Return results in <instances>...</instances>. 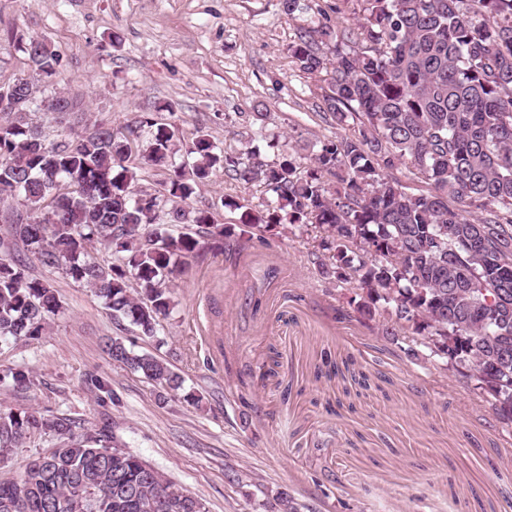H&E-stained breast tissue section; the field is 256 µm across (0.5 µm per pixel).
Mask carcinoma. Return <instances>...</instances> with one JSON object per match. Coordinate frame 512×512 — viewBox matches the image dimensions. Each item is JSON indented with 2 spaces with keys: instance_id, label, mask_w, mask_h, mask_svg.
Masks as SVG:
<instances>
[{
  "instance_id": "obj_1",
  "label": "carcinoma",
  "mask_w": 512,
  "mask_h": 512,
  "mask_svg": "<svg viewBox=\"0 0 512 512\" xmlns=\"http://www.w3.org/2000/svg\"><path fill=\"white\" fill-rule=\"evenodd\" d=\"M360 2L362 49L349 46L351 32L327 24L289 45L300 70L329 72L324 103L336 124L357 126L354 137L322 144L305 170L290 154L272 164L251 147L222 155L204 131L178 162L176 126L145 118L129 133L146 134L147 160L173 172L148 193L127 165L129 140L111 128L71 129L49 141L28 113L0 105V191L32 211L51 198L43 216L13 221L0 247L12 253L21 245L65 266L113 318L153 338L174 306L172 275L207 241L314 225L333 259L325 273L353 285L354 311L382 318V334L394 339L397 327L411 324L419 345L473 380L511 424L512 0ZM23 51L41 80H55L60 59L46 42L31 39ZM218 165L233 180L263 183L271 199L238 224L218 223L209 206L185 209ZM399 165L428 190L409 192L385 174ZM169 223L187 230L174 234ZM95 243L118 263L88 261ZM60 309L50 283L23 260L0 257L1 341L39 335ZM106 349L163 391L183 389L164 361L118 339ZM44 431L62 446L18 480L0 482V507L73 512L81 485L94 503L87 512H145L157 497L168 502L165 512H205L138 455L101 433L77 434L62 418L0 412V454Z\"/></svg>"
}]
</instances>
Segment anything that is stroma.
<instances>
[{"label": "stroma", "mask_w": 512, "mask_h": 512, "mask_svg": "<svg viewBox=\"0 0 512 512\" xmlns=\"http://www.w3.org/2000/svg\"><path fill=\"white\" fill-rule=\"evenodd\" d=\"M359 11V0H300L291 14L282 0H0V85L32 77L21 43L41 39L61 66L40 97L59 90L78 103L50 133L96 122L123 135L156 117L184 142L202 129L226 152L251 140L265 161L290 149L305 166L354 127L326 115L325 74L301 71L288 47L323 23L353 27ZM164 102L172 112H158ZM267 196L219 170L192 204L233 224L241 213L223 200L254 209ZM318 242L310 226L209 242L174 276L176 307L154 338L114 320L64 267L29 258L62 309L40 336L0 342V370L29 376L0 386V410L105 432L207 512H274L279 491L301 512H512V426L473 382L352 316L350 286L322 275L330 257ZM112 338L163 359L183 391L160 393L113 362ZM327 356L367 386L318 376ZM57 442L24 438L0 456V481Z\"/></svg>", "instance_id": "stroma-1"}]
</instances>
